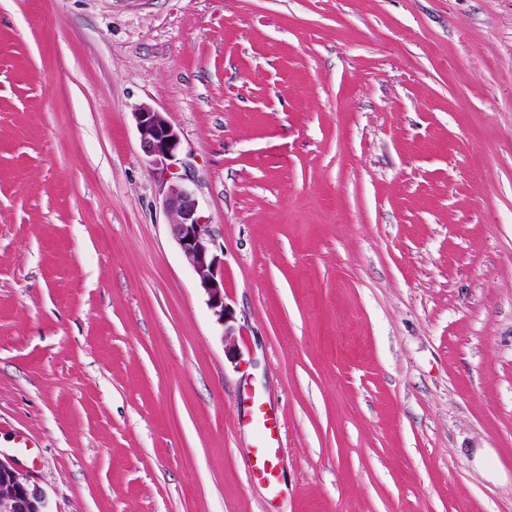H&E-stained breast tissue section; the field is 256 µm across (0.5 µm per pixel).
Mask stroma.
Listing matches in <instances>:
<instances>
[{"label": "stroma", "mask_w": 512, "mask_h": 512, "mask_svg": "<svg viewBox=\"0 0 512 512\" xmlns=\"http://www.w3.org/2000/svg\"><path fill=\"white\" fill-rule=\"evenodd\" d=\"M0 453L49 512H512V0H0ZM133 117L144 160L161 179L162 205L170 218V235L194 270L209 309L224 326L228 314L224 302V265L215 253L210 224L200 214L191 179L186 173H177L172 163L180 148L179 133L165 112L149 104H141ZM270 418L263 416V420L259 426V438L262 443L260 453L256 458V473L263 479L272 489L277 488L278 479L276 474V459L279 447L274 437V423H269Z\"/></svg>", "instance_id": "35a3bbf8"}]
</instances>
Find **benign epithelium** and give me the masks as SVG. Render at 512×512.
<instances>
[{
  "label": "benign epithelium",
  "instance_id": "benign-epithelium-1",
  "mask_svg": "<svg viewBox=\"0 0 512 512\" xmlns=\"http://www.w3.org/2000/svg\"><path fill=\"white\" fill-rule=\"evenodd\" d=\"M133 117L144 160L161 179L162 205L170 218V235L194 270L209 309L225 326L224 345L231 350L235 338L233 328L226 326L223 262L215 253L214 239L200 214L191 179L185 173H177L173 164L180 148L179 133L165 113L149 104L140 105ZM1 484L9 487L11 494L0 497V512H48L44 491L8 456H0Z\"/></svg>",
  "mask_w": 512,
  "mask_h": 512
}]
</instances>
